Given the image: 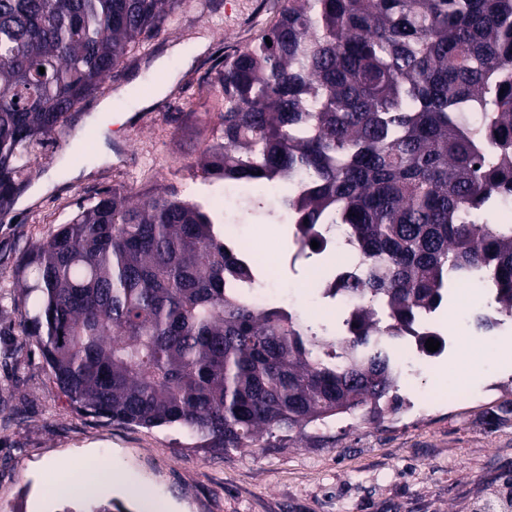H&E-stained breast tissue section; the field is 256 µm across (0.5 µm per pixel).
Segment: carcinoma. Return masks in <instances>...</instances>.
Returning <instances> with one entry per match:
<instances>
[{
    "label": "carcinoma",
    "instance_id": "1",
    "mask_svg": "<svg viewBox=\"0 0 512 512\" xmlns=\"http://www.w3.org/2000/svg\"><path fill=\"white\" fill-rule=\"evenodd\" d=\"M183 2L0 0L1 224L31 156ZM207 86L203 183L248 186L252 212L266 183L287 184L274 219L288 214L312 255L319 225H345L361 265L326 292L356 308L339 335L257 305L208 201L104 190L15 273L25 332L81 412L221 449L338 414L381 423L404 407L396 340L453 284L492 288L483 335L512 320V224L487 221L512 209V0H283Z\"/></svg>",
    "mask_w": 512,
    "mask_h": 512
}]
</instances>
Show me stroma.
Returning a JSON list of instances; mask_svg holds the SVG:
<instances>
[{
	"instance_id": "35a3bbf8",
	"label": "stroma",
	"mask_w": 512,
	"mask_h": 512,
	"mask_svg": "<svg viewBox=\"0 0 512 512\" xmlns=\"http://www.w3.org/2000/svg\"><path fill=\"white\" fill-rule=\"evenodd\" d=\"M256 4L211 0L204 10L198 0H185L174 27L104 80L32 156L33 186L71 162L75 132L101 102L122 110L116 92L144 84L157 59L167 58L176 71V80L144 107L138 130L113 127L111 161L94 163L89 176L52 192L25 189L12 209L15 222L0 224V512H57L64 498L45 488L48 461L75 469L91 457L124 471L125 485L101 484L97 495L122 501L128 512L145 510L127 496L129 484L148 487L164 512H512L498 497L512 490V361L488 352L492 341L512 339V331L501 328L491 337L476 331L473 316L484 310L485 295L440 313L449 335L473 341L483 358L479 369L452 355L437 360L400 376L406 406L383 423L340 416L275 448H203L179 431L83 414L54 384L26 335L29 306L16 284L17 267L78 205L112 187L137 197L168 187L186 197L201 186L196 162L218 122L204 110V81L225 53L240 47L241 22ZM201 38L208 46L198 54ZM176 47L194 53L189 68L171 57ZM456 374L468 385V401L418 403Z\"/></svg>"
}]
</instances>
